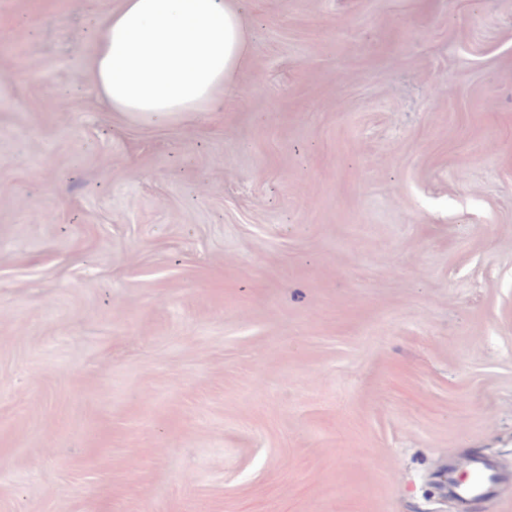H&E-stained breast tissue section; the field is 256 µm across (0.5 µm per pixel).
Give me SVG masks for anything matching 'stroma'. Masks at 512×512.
<instances>
[{"mask_svg":"<svg viewBox=\"0 0 512 512\" xmlns=\"http://www.w3.org/2000/svg\"><path fill=\"white\" fill-rule=\"evenodd\" d=\"M120 0H0V512H461L512 474V0H237L217 112L101 111ZM458 468L470 474L472 480L458 485L450 476L453 471V468H450L448 471V491L463 503H474L492 497L504 481V478L495 470L494 465L483 457L460 458L458 459Z\"/></svg>","mask_w":512,"mask_h":512,"instance_id":"stroma-1","label":"stroma"}]
</instances>
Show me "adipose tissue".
<instances>
[{
  "label": "adipose tissue",
  "instance_id": "obj_1",
  "mask_svg": "<svg viewBox=\"0 0 512 512\" xmlns=\"http://www.w3.org/2000/svg\"><path fill=\"white\" fill-rule=\"evenodd\" d=\"M248 51L233 0H121L93 41V90L103 111L151 123L211 112Z\"/></svg>",
  "mask_w": 512,
  "mask_h": 512
}]
</instances>
